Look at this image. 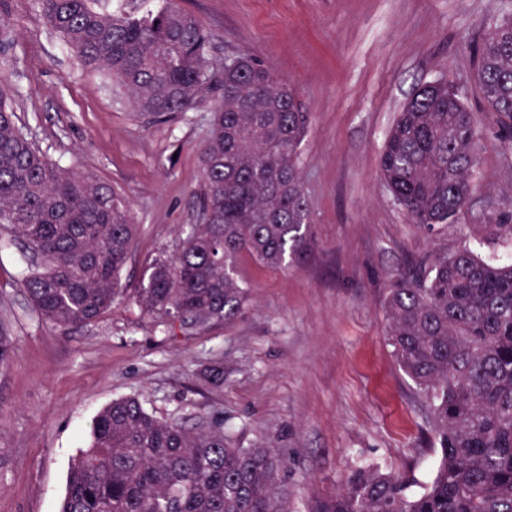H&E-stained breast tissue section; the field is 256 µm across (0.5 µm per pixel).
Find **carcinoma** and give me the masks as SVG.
Here are the masks:
<instances>
[{
  "label": "carcinoma",
  "instance_id": "obj_1",
  "mask_svg": "<svg viewBox=\"0 0 512 512\" xmlns=\"http://www.w3.org/2000/svg\"><path fill=\"white\" fill-rule=\"evenodd\" d=\"M40 7L83 65L117 80L144 115L182 112L217 93L198 223L175 255L147 263L135 300L174 336L233 322L249 296L243 255L281 268L311 249L297 168L308 113L296 93L249 56L224 60L222 81L212 80L207 36L178 0L142 17L99 0ZM473 79L512 148V13L483 31ZM479 136L474 112L444 78L412 95L387 134V190L426 231L456 223L466 208ZM135 234L107 184L34 146L0 85V237L23 246V288L41 318L68 328L108 312ZM385 311L393 355L428 403L440 459L418 491L412 478L362 465L322 512H512V264L489 263L466 244L436 252L388 289ZM13 353L0 324V366ZM286 470L272 446L234 447L217 415L188 427L124 397L95 417L59 512H292L280 492Z\"/></svg>",
  "mask_w": 512,
  "mask_h": 512
}]
</instances>
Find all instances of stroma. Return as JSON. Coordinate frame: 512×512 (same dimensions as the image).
I'll list each match as a JSON object with an SVG mask.
<instances>
[{
  "label": "stroma",
  "mask_w": 512,
  "mask_h": 512,
  "mask_svg": "<svg viewBox=\"0 0 512 512\" xmlns=\"http://www.w3.org/2000/svg\"><path fill=\"white\" fill-rule=\"evenodd\" d=\"M201 22L214 65L245 55L292 85L309 127L298 156L314 243L285 269L243 260L249 301L231 324L170 337L136 305L144 263L175 253L199 216V149L214 100L163 122L86 68L38 0H0V84L23 132L50 160L94 173L126 203L136 237L121 294L98 321L60 329L34 310L18 246L0 248V321L15 342L0 367V512H58L94 416L136 396L164 419L222 413L241 448L288 461L293 512H315L363 462L430 479L428 406L398 366L384 299L418 258L512 223V149L478 98L473 41L512 0H179ZM446 78L482 129L478 178L459 223L427 232L395 206L379 171L386 136L414 91ZM218 364L224 382L200 373Z\"/></svg>",
  "instance_id": "1"
}]
</instances>
